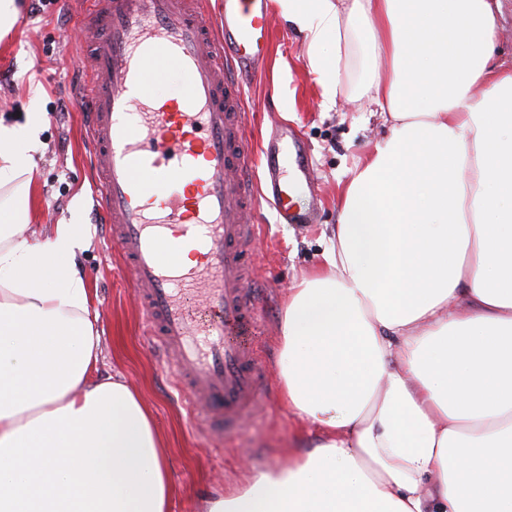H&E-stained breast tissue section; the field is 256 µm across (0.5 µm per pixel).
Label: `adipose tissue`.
Wrapping results in <instances>:
<instances>
[{"mask_svg": "<svg viewBox=\"0 0 512 512\" xmlns=\"http://www.w3.org/2000/svg\"><path fill=\"white\" fill-rule=\"evenodd\" d=\"M327 104L335 37L389 134L347 185L325 268L288 290L282 397L313 450L202 512H512V69L489 0H277ZM38 128L0 124V512H170L165 441L104 349L77 224L24 235Z\"/></svg>", "mask_w": 512, "mask_h": 512, "instance_id": "obj_1", "label": "adipose tissue"}]
</instances>
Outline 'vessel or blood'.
Returning <instances> with one entry per match:
<instances>
[{
    "label": "vessel or blood",
    "mask_w": 512,
    "mask_h": 512,
    "mask_svg": "<svg viewBox=\"0 0 512 512\" xmlns=\"http://www.w3.org/2000/svg\"><path fill=\"white\" fill-rule=\"evenodd\" d=\"M89 2V81L74 102L90 115L95 209L196 420L229 436L265 403L254 215L264 201L278 221L310 223L293 204L315 190L292 131L247 132L244 86L270 51L271 0ZM169 69L183 82L165 98L156 87Z\"/></svg>",
    "instance_id": "b4317fda"
}]
</instances>
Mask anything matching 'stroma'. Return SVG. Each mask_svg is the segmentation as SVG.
<instances>
[{"mask_svg": "<svg viewBox=\"0 0 512 512\" xmlns=\"http://www.w3.org/2000/svg\"><path fill=\"white\" fill-rule=\"evenodd\" d=\"M24 30L0 41V122L25 124L39 118L33 146L38 204L31 221L49 233L56 224L85 225L88 249L78 253V267L91 288V311L106 353L104 372H123L152 410L169 444L172 482L171 512H199L216 491L230 490L247 472L243 460L266 466L309 452L316 443L305 422L281 395L279 324L289 286L318 273L328 246L326 225L336 221V202L356 170L373 152L386 131L356 98L363 76L362 42H352L341 64L342 93L337 107L326 109L320 77L308 59L306 41L280 11L272 13L273 40L269 57L245 88L247 124L253 136L271 133L276 124L294 127L312 161L314 194H301L297 206L311 211L308 225L279 224L269 206H261V226L252 258L259 284L266 289L256 342L266 366V404L253 424L221 445L203 425L194 423L182 402L172 367L155 352L145 334L134 290L120 267L117 245L93 211L94 165L89 129L76 107L61 110L74 84L86 80L76 61L89 55L87 42L73 39L77 21L88 9L86 0H44L33 12L19 0Z\"/></svg>", "mask_w": 512, "mask_h": 512, "instance_id": "35a3bbf8", "label": "stroma"}]
</instances>
